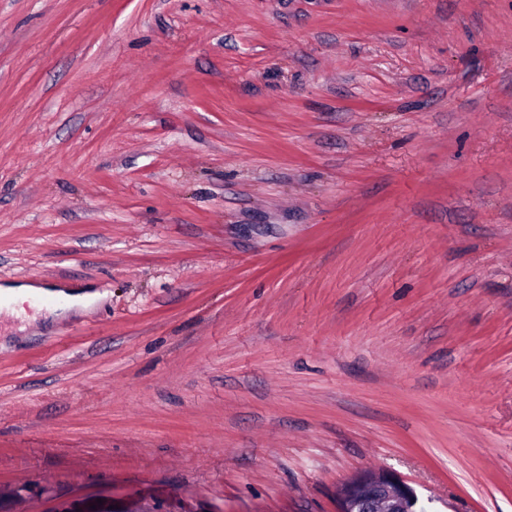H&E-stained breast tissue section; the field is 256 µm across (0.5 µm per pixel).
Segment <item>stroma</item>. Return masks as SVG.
I'll list each match as a JSON object with an SVG mask.
<instances>
[{"instance_id": "35a3bbf8", "label": "stroma", "mask_w": 512, "mask_h": 512, "mask_svg": "<svg viewBox=\"0 0 512 512\" xmlns=\"http://www.w3.org/2000/svg\"><path fill=\"white\" fill-rule=\"evenodd\" d=\"M0 512H512V0H0ZM46 294L48 295H61L64 297V295H67L69 298V303L66 307L62 309H51L52 312L57 313L59 312L61 315L66 314L71 311H79V310H87L89 309L93 304H95L100 298L101 295L97 292H88V291H81V292H70L66 293L64 291H47ZM65 299V297H64ZM357 486L363 488L364 512H377V506L381 501L390 504V512H402V504L413 493L412 488L406 483L384 471L362 479Z\"/></svg>"}]
</instances>
